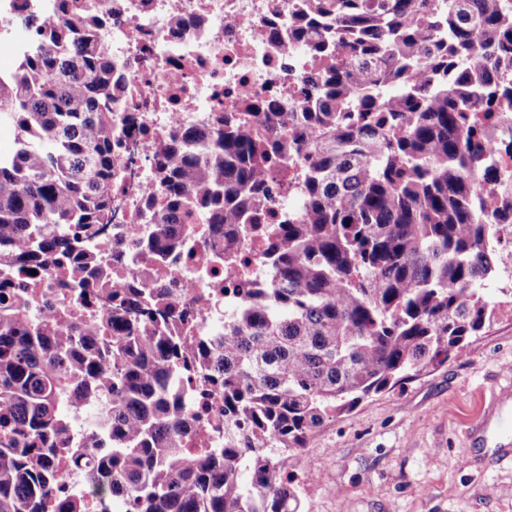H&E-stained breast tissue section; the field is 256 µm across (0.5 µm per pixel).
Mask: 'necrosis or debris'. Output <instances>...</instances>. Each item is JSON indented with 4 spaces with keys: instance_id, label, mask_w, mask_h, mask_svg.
Masks as SVG:
<instances>
[{
    "instance_id": "1",
    "label": "necrosis or debris",
    "mask_w": 512,
    "mask_h": 512,
    "mask_svg": "<svg viewBox=\"0 0 512 512\" xmlns=\"http://www.w3.org/2000/svg\"><path fill=\"white\" fill-rule=\"evenodd\" d=\"M100 2L112 15L103 35L125 85L124 119L112 127L124 149L112 180V223L102 236L99 259L110 266L117 255H124L118 271L122 286L152 287L153 271L164 270L173 302L193 316L191 337L217 335L225 311L236 299L230 281L268 277L264 245L259 237L217 224L179 253L148 255L143 241L154 215L148 202L161 198L156 151L173 142L186 150V143L178 139L179 129L213 128L221 114H233L244 125L260 128L263 120L250 104L271 96L281 103L277 133L287 135L291 115L300 111L304 100V82L315 69L314 56L300 47L286 53L278 48L290 37L288 16L301 0ZM305 164L301 155L294 164L268 171L271 222L297 219ZM178 388L192 407L191 447H223L221 405L196 409L191 381L179 379Z\"/></svg>"
}]
</instances>
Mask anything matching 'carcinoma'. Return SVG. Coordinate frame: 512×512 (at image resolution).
I'll return each instance as SVG.
<instances>
[{
  "mask_svg": "<svg viewBox=\"0 0 512 512\" xmlns=\"http://www.w3.org/2000/svg\"><path fill=\"white\" fill-rule=\"evenodd\" d=\"M29 0V33L0 79V512H84L63 465L88 468L103 512H301L282 470L326 421L462 355L505 312L485 289L512 189L472 177L487 145L512 154V0H305L294 36L316 55L291 141L220 116L202 153L159 159L150 247L241 217L274 242L272 275L238 289L197 347L189 313L152 288L88 278L112 223V123L121 111L93 0ZM480 108L478 129L468 112ZM306 144L300 220L268 224L266 171ZM37 274L32 275L30 271ZM198 374L224 400V447L185 451L190 409L170 390ZM105 423L87 465L77 412Z\"/></svg>",
  "mask_w": 512,
  "mask_h": 512,
  "instance_id": "cac0c4a2",
  "label": "carcinoma"
}]
</instances>
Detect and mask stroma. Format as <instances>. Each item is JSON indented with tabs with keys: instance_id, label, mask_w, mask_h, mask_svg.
I'll list each match as a JSON object with an SVG mask.
<instances>
[{
	"instance_id": "stroma-1",
	"label": "stroma",
	"mask_w": 512,
	"mask_h": 512,
	"mask_svg": "<svg viewBox=\"0 0 512 512\" xmlns=\"http://www.w3.org/2000/svg\"><path fill=\"white\" fill-rule=\"evenodd\" d=\"M512 395V315L463 356L327 421L288 461L302 512H512V452L469 420Z\"/></svg>"
}]
</instances>
